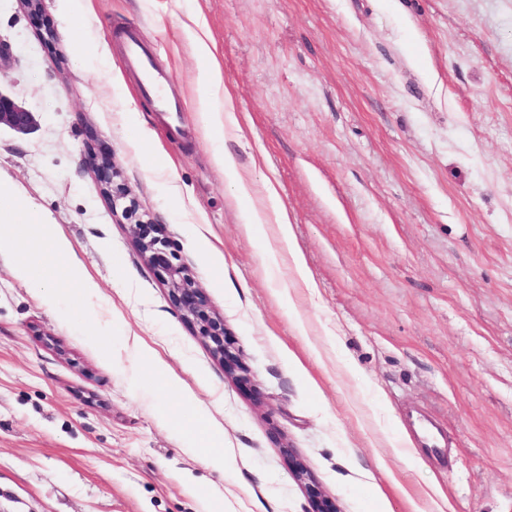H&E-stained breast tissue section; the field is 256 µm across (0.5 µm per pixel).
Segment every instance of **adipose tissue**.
<instances>
[{"label": "adipose tissue", "mask_w": 512, "mask_h": 512, "mask_svg": "<svg viewBox=\"0 0 512 512\" xmlns=\"http://www.w3.org/2000/svg\"><path fill=\"white\" fill-rule=\"evenodd\" d=\"M269 224L275 227L276 242L264 253L267 273L275 274L286 262L295 274L296 287L314 288L315 282L296 242L288 209L277 187L268 181L264 184V201L249 214L244 232L250 236ZM20 245L25 251L16 255L14 271L43 290L48 303H57V288L65 281L76 284L79 296L95 293L96 284L72 262L69 242L54 234L49 225L39 223L35 213L21 206L10 189L0 186V248ZM194 435L198 461L208 468L223 469V437L206 416H198Z\"/></svg>", "instance_id": "1"}]
</instances>
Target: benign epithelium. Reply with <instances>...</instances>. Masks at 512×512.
Wrapping results in <instances>:
<instances>
[{"instance_id":"1","label":"benign epithelium","mask_w":512,"mask_h":512,"mask_svg":"<svg viewBox=\"0 0 512 512\" xmlns=\"http://www.w3.org/2000/svg\"><path fill=\"white\" fill-rule=\"evenodd\" d=\"M5 124L17 132H27L33 124V115L18 105L11 96L0 91V125ZM99 182L105 194L112 198H123L120 188L112 185V157L105 155L97 164ZM135 242L143 257L167 276L166 282L173 305L183 318L193 324L197 334L208 344L212 354L224 364V372L241 385L250 384V372L243 363L238 348L226 336L224 318L211 310L205 293L196 285L186 267L179 263L178 255L171 250V243L160 224L144 223L132 225ZM293 476L305 482L312 512H340L329 507V499L322 489L310 480L306 469L294 464Z\"/></svg>"}]
</instances>
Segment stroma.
I'll return each mask as SVG.
<instances>
[{"label":"stroma","instance_id":"stroma-1","mask_svg":"<svg viewBox=\"0 0 512 512\" xmlns=\"http://www.w3.org/2000/svg\"><path fill=\"white\" fill-rule=\"evenodd\" d=\"M201 16L246 115L225 139L276 179L316 287L270 284L273 229L241 226L199 109L222 93L183 26ZM136 24L185 102L166 125L115 48ZM53 30L50 46L40 35ZM0 186L66 236L95 294L57 305L0 257V512H512V0H0ZM163 226L251 373L224 372L139 253L85 151ZM162 175L151 174V167ZM159 353L193 395L146 387ZM417 409L448 434L413 444ZM228 463L201 466L197 413ZM2 124L17 132H27L32 127L33 115L0 88V127ZM293 476L305 482L308 498L312 504L311 512H340L336 505L329 508V499L322 489L312 480H310L306 469L300 464L295 463L292 471Z\"/></svg>","mask_w":512,"mask_h":512}]
</instances>
